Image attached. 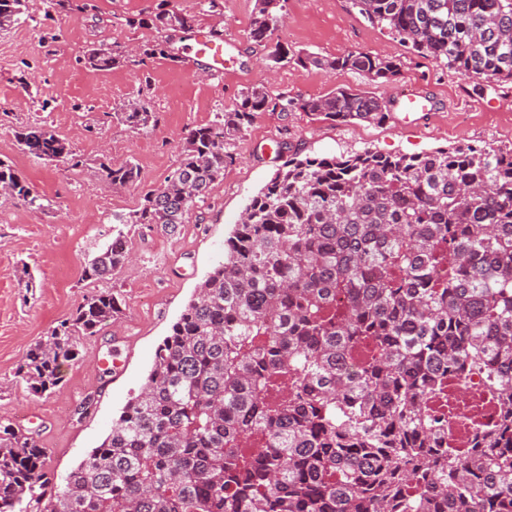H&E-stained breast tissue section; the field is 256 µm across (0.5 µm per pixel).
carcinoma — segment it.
<instances>
[{"mask_svg":"<svg viewBox=\"0 0 512 512\" xmlns=\"http://www.w3.org/2000/svg\"><path fill=\"white\" fill-rule=\"evenodd\" d=\"M288 0H256L250 36L263 41ZM369 22L464 79L512 83V0H351ZM25 0H0V30ZM159 29L194 19L159 8ZM179 57L157 40L147 59ZM302 69L349 70L389 82L401 65L362 51L337 56L276 48ZM93 50L87 64L130 63ZM325 120L386 119L388 103L357 88L272 97L263 85L191 129L181 161L139 210L117 224L169 233L233 162L225 146L269 110ZM133 132L153 113H121ZM22 150L81 163L51 127L17 132ZM133 184V163L99 164ZM0 189L33 209L42 196L0 160ZM119 231L85 269L109 280L128 257ZM122 313L110 289L29 348L17 376L35 395L62 381L78 337ZM481 378L482 400L448 401V381ZM498 409L480 452L442 441L448 429ZM0 512H512V150L490 143L418 154L365 148L294 155L252 197L210 272L156 349L141 393L112 432L68 474L49 477L47 450L27 430L0 427Z\"/></svg>","mask_w":512,"mask_h":512,"instance_id":"cac0c4a2","label":"carcinoma"}]
</instances>
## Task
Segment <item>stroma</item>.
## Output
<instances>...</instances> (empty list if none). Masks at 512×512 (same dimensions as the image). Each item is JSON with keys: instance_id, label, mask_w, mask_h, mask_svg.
Returning <instances> with one entry per match:
<instances>
[{"instance_id": "obj_1", "label": "stroma", "mask_w": 512, "mask_h": 512, "mask_svg": "<svg viewBox=\"0 0 512 512\" xmlns=\"http://www.w3.org/2000/svg\"><path fill=\"white\" fill-rule=\"evenodd\" d=\"M68 9L28 0L26 11L0 30V159L43 197L39 210L0 195V422L22 427L48 452L56 481H63L109 434L129 398L142 389L157 346L170 332L198 285L224 260V241L240 223L250 199L288 153L332 157L372 148L414 154L459 144L491 143L512 149V90L460 76L432 59L412 55L398 39L366 21L350 0H288L282 26L264 42L250 36L255 0H223L209 12L205 0H169L195 20L190 31L169 35L174 50L195 35L221 31L232 41L233 71L224 78L162 58L93 72L90 50L142 47L160 39L147 21L160 0H72ZM139 19L136 27L127 26ZM336 56L363 51L399 61L401 76L375 82L346 71L303 70L274 63V48ZM255 84L272 95L309 99L357 87L392 101L413 85L428 99L426 111L389 113L381 123L334 122L304 112L260 113L243 138L228 145L234 161L199 203L189 223L168 233L157 226L127 228L129 256L107 282L85 279L84 268L111 238L112 218L139 208L144 192L164 184L181 159L188 130L233 108ZM155 112L154 127L132 132L120 119L129 101ZM46 124L82 158L80 167L47 162L24 152L15 133ZM132 162L137 183L115 190L100 163ZM37 288L27 291L23 270ZM109 288L122 315L80 339L79 359L64 366L63 381L46 397L34 396L16 376L27 350L68 319L96 291ZM88 412H80L84 400Z\"/></svg>"}]
</instances>
